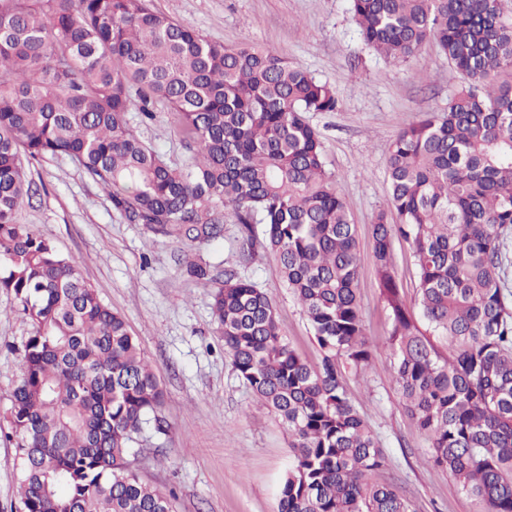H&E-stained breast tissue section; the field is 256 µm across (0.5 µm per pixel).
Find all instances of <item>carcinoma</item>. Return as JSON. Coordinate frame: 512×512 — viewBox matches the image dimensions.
I'll list each match as a JSON object with an SVG mask.
<instances>
[{"label":"carcinoma","mask_w":512,"mask_h":512,"mask_svg":"<svg viewBox=\"0 0 512 512\" xmlns=\"http://www.w3.org/2000/svg\"><path fill=\"white\" fill-rule=\"evenodd\" d=\"M502 0H351L366 46L406 62L431 42L465 80L448 106L395 137L390 209L371 225L390 330L383 346L410 416L483 512H512V22ZM0 288L33 325L9 412L22 512H174L129 444L164 392L125 320L77 266L14 220L31 195L24 160L66 155L131 224L175 240L222 235L229 207L262 245L319 347L312 367L284 339L267 295L234 266L213 314L236 377L291 434L279 512H410L374 474L386 465L351 402L345 369L374 349L357 295L358 237L307 112H334V87L255 44L227 47L149 0H0ZM161 101L196 145L168 165L128 125ZM407 241L418 311L393 274ZM426 329H421L418 321ZM443 336L448 352L430 340Z\"/></svg>","instance_id":"cac0c4a2"}]
</instances>
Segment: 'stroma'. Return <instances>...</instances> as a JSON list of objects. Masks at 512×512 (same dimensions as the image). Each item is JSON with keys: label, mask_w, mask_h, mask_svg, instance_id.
Segmentation results:
<instances>
[{"label": "stroma", "mask_w": 512, "mask_h": 512, "mask_svg": "<svg viewBox=\"0 0 512 512\" xmlns=\"http://www.w3.org/2000/svg\"><path fill=\"white\" fill-rule=\"evenodd\" d=\"M154 9L227 46L273 50L336 89L340 109L311 112L327 168L345 199L359 241L358 297L365 334L376 344L370 369L349 371L353 405L371 425L386 466L376 482L405 496L411 512H481L447 470L428 461L429 442L407 414L393 379V357L382 343L389 329L376 274L370 227L389 206L386 160L403 128L444 108L461 85L447 60L426 45L391 64L361 41L350 0H151ZM136 133L172 166L190 157L172 113L156 105ZM37 187L15 214L72 260L101 300L126 321L166 392L159 419L131 444L130 462L143 481L174 494L176 512H278L279 488L291 464L290 435L240 382L224 352L212 296L233 265L275 305L283 336L310 365L320 353L272 254L245 249L232 210L220 238L179 243L129 223L76 162L66 156L27 163ZM193 259L210 269L206 282L185 272ZM32 324L14 295L0 288V512H20V473L8 441L11 394L25 371Z\"/></svg>", "instance_id": "obj_1"}]
</instances>
